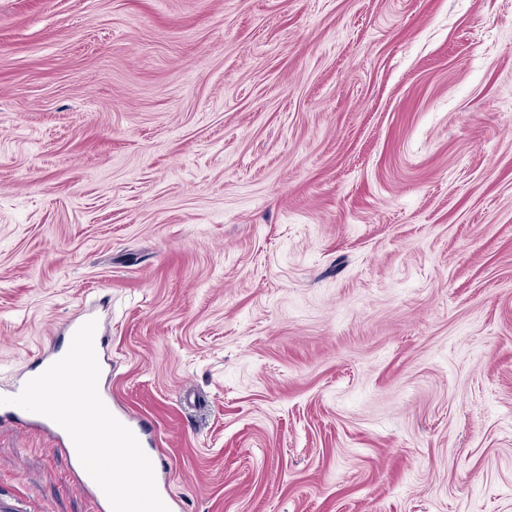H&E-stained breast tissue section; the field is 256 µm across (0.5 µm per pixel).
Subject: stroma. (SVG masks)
I'll return each mask as SVG.
<instances>
[{
    "label": "stroma",
    "instance_id": "stroma-1",
    "mask_svg": "<svg viewBox=\"0 0 512 512\" xmlns=\"http://www.w3.org/2000/svg\"><path fill=\"white\" fill-rule=\"evenodd\" d=\"M97 304L184 512H512V0H0V393Z\"/></svg>",
    "mask_w": 512,
    "mask_h": 512
}]
</instances>
